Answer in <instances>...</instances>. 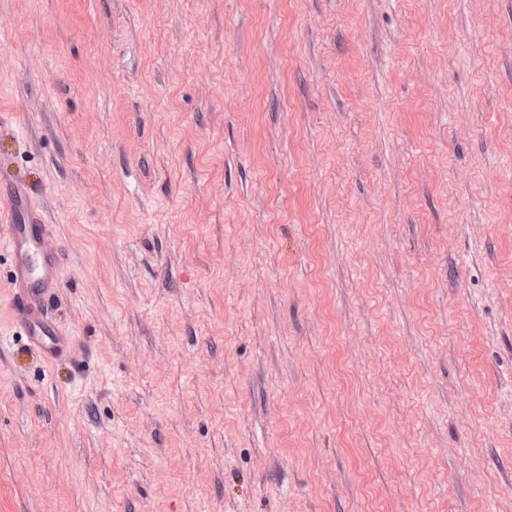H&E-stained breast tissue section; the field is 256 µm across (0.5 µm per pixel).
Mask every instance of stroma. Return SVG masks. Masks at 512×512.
Listing matches in <instances>:
<instances>
[{"label":"stroma","instance_id":"obj_1","mask_svg":"<svg viewBox=\"0 0 512 512\" xmlns=\"http://www.w3.org/2000/svg\"><path fill=\"white\" fill-rule=\"evenodd\" d=\"M0 512H512V0H0ZM0 221L8 226V233L0 238V252L12 257L11 284L20 298L17 321L28 336H36L45 344L51 357L62 355L69 347L71 334L61 331L43 314V300L55 288L64 259L58 253L41 251L52 227L43 224L41 214L20 185L1 199Z\"/></svg>","mask_w":512,"mask_h":512}]
</instances>
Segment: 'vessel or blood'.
I'll return each instance as SVG.
<instances>
[{"label": "vessel or blood", "instance_id": "b4317fda", "mask_svg": "<svg viewBox=\"0 0 512 512\" xmlns=\"http://www.w3.org/2000/svg\"><path fill=\"white\" fill-rule=\"evenodd\" d=\"M0 222L8 232L0 237V252L8 253L13 262L11 284L20 298L17 321L28 335L42 341L50 356L66 352L70 335L49 322L43 314V300L57 284L61 255L43 251L51 225L45 224L32 205L23 186H16L0 199Z\"/></svg>", "mask_w": 512, "mask_h": 512}]
</instances>
